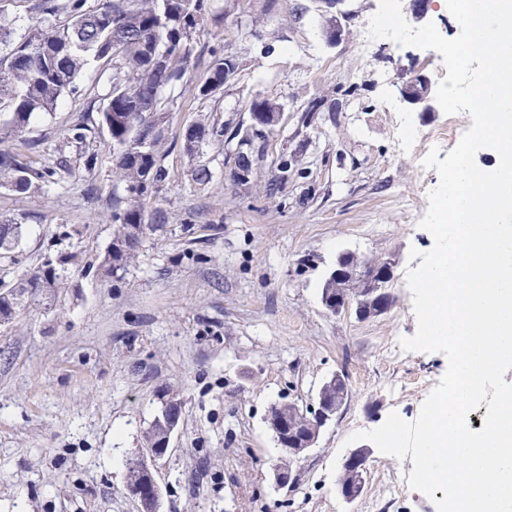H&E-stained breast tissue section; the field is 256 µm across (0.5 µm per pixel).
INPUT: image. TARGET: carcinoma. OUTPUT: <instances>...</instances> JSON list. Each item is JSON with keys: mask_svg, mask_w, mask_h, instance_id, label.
I'll return each mask as SVG.
<instances>
[{"mask_svg": "<svg viewBox=\"0 0 512 512\" xmlns=\"http://www.w3.org/2000/svg\"><path fill=\"white\" fill-rule=\"evenodd\" d=\"M208 0H37L41 21L17 34L5 20L0 5V188L26 194L34 180L55 174L50 168L34 170L25 155L8 145L30 125L33 118L52 114L66 96L77 92L81 72L96 62L107 93L100 104L90 102L98 126L110 136L114 177L123 184L126 196L112 198L114 238L102 264L104 274L123 269L132 252L147 233L167 223L164 210L147 211L144 203L154 186L165 178L160 148L165 140L169 117L167 89L183 82L191 59L204 52L197 34L208 16ZM65 17L66 24L50 19ZM236 69L230 58H214L210 76L199 87L209 96L224 87V77ZM250 111L265 112V125L275 126L278 104L264 98L253 100ZM196 128L197 145L184 141V149L194 155L210 137L222 136L202 122ZM24 235V225L0 218V258L14 252ZM347 266L356 273L354 287H370L376 262L343 253ZM56 268L31 273L0 296V323H10L33 306L49 309L56 301ZM348 375L337 373L323 383L319 399L328 406L344 405L348 396ZM284 419L288 431L315 439L317 430L309 412L294 404L271 408ZM358 474L342 465L338 486L357 490Z\"/></svg>", "mask_w": 512, "mask_h": 512, "instance_id": "obj_1", "label": "carcinoma"}]
</instances>
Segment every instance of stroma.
<instances>
[{
	"label": "stroma",
	"mask_w": 512,
	"mask_h": 512,
	"mask_svg": "<svg viewBox=\"0 0 512 512\" xmlns=\"http://www.w3.org/2000/svg\"><path fill=\"white\" fill-rule=\"evenodd\" d=\"M349 7L344 39L333 46L314 0H209L224 24L201 30L209 50L174 91L167 175L147 197L168 221L115 275L101 269L116 229L112 198L124 193L110 140L92 118L83 138L72 131L106 92L96 66L56 112L31 123L29 135L43 142L30 163L56 174L22 196L0 190V216L26 227L12 256L0 259V287L49 260L59 264L61 286L52 309L0 326V512H138L124 462L147 450L164 398L181 402L182 418L155 468L163 512H376L377 470L412 469L411 459L375 450L360 496L348 502L338 490L348 438L393 412L415 420L447 370L444 354L394 359L389 348L417 330L409 253L433 246L420 221L439 178L421 157L447 124L462 135L472 120L411 110L400 86L420 73L438 80V60L415 47L363 50L380 0ZM217 54L238 69L201 96ZM257 98L279 104L281 115L257 139L243 184L235 133L249 127ZM403 113L417 136L401 144L395 122ZM199 121L224 135L198 157L183 143ZM201 160L212 172L203 186L191 177ZM347 251L395 258L387 313L361 320L326 312L323 280ZM341 369L346 404L295 462V482L276 487L270 407L309 408Z\"/></svg>",
	"instance_id": "stroma-1"
}]
</instances>
